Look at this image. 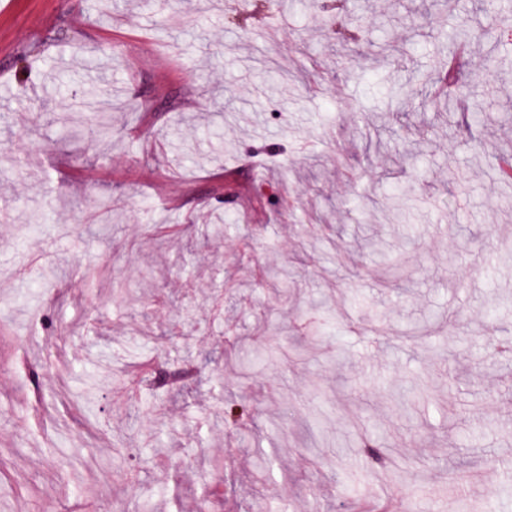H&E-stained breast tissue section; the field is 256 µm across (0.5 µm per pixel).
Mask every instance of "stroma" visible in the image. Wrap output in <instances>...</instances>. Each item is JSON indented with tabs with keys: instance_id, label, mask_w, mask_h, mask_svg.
Instances as JSON below:
<instances>
[{
	"instance_id": "stroma-1",
	"label": "stroma",
	"mask_w": 512,
	"mask_h": 512,
	"mask_svg": "<svg viewBox=\"0 0 512 512\" xmlns=\"http://www.w3.org/2000/svg\"><path fill=\"white\" fill-rule=\"evenodd\" d=\"M284 2L0 0V512H512V29L447 11L466 130L444 0H347L353 41Z\"/></svg>"
}]
</instances>
